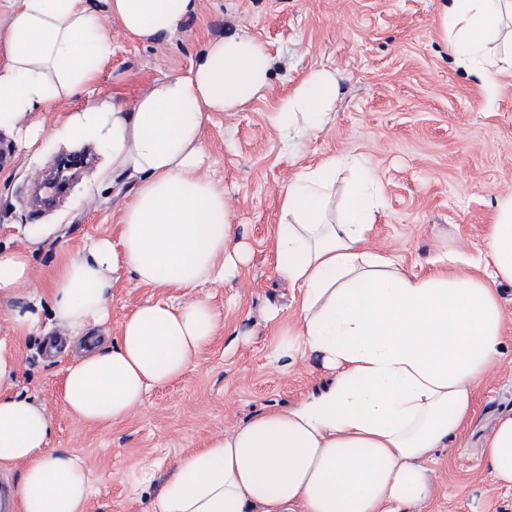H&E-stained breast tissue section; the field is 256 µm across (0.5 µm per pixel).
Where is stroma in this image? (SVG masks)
I'll return each mask as SVG.
<instances>
[{
	"label": "stroma",
	"instance_id": "stroma-1",
	"mask_svg": "<svg viewBox=\"0 0 512 512\" xmlns=\"http://www.w3.org/2000/svg\"><path fill=\"white\" fill-rule=\"evenodd\" d=\"M444 0H198L196 14L160 43L130 39L112 29V55L94 85L98 101L132 103L154 83L184 72L212 40L247 28L267 44L277 64L265 98L205 124L212 175L224 184L238 235L250 248L247 264L227 283H206L194 293L121 282L113 291L108 336L142 302L189 296L209 298L224 327L198 364L178 381L153 390L145 407L118 425H91L68 414L61 401L63 354L49 343L59 329L20 344L17 390L42 404L54 421L50 449L77 451L91 484L85 512H152L175 460L213 435L263 408L291 405L321 388L326 377L314 361L289 369L271 364L270 306L293 320L297 290L275 272L272 237L278 190L298 166L333 154L368 158L384 187L385 206L371 247L408 271L425 273L441 249H475L493 210L512 197V69L492 91L461 66L443 37ZM313 67L340 76L336 110L317 135L284 150L268 116ZM74 98L31 116L44 130L39 149L26 150L0 131V245L28 249L30 276L19 294L48 287L62 253L111 236L125 194L124 178L102 180L104 157L93 162L53 209L33 211L26 187L58 156L75 152L51 132ZM44 224L51 234L29 247L15 225ZM504 314L502 355L475 391L470 420L431 465L430 500L408 512H512V486L494 482L484 446L498 418L512 413V284L498 286Z\"/></svg>",
	"mask_w": 512,
	"mask_h": 512
}]
</instances>
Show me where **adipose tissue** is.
<instances>
[{
    "label": "adipose tissue",
    "instance_id": "1",
    "mask_svg": "<svg viewBox=\"0 0 512 512\" xmlns=\"http://www.w3.org/2000/svg\"><path fill=\"white\" fill-rule=\"evenodd\" d=\"M12 0L0 42V130L34 147L28 117L77 96L86 102L53 130L57 141L92 146L131 190L113 238L65 254L48 290L33 289L0 339V465L19 471L20 512H82L89 482L74 450L47 452L46 409L17 394L19 341L41 331L42 314L66 329L74 355L63 368L62 403L81 421L117 424L151 389L197 365L223 323L206 299L138 305L115 337L99 335L123 279L189 291L225 282L248 260L224 187L212 178L202 131L216 112L264 97L272 58L241 30L209 42L181 75L159 79L132 105L91 94L112 54L110 21L132 39L172 37L197 0ZM512 0H449L458 60L493 90L496 72L478 58ZM334 70L311 69L271 114L283 145L320 132L335 110ZM340 214L329 203L338 179ZM381 183L359 154L297 167L279 189L273 243L277 273L297 288L295 321L268 320L270 360L313 356L332 374L292 406L265 408L204 447L181 455L153 512H407L433 493L429 467L474 409L479 381L502 349L497 285L512 282V200L501 203L476 253H443L427 273L407 271L368 242L382 208ZM494 482L512 485V415L484 447Z\"/></svg>",
    "mask_w": 512,
    "mask_h": 512
}]
</instances>
